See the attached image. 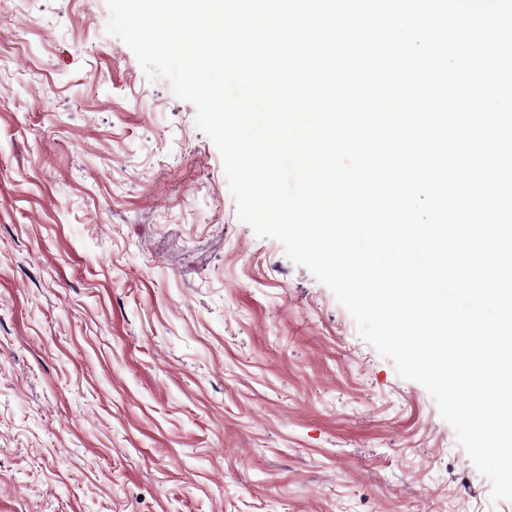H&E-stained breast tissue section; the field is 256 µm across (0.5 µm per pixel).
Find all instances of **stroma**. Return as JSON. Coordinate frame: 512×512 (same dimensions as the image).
I'll return each mask as SVG.
<instances>
[{"mask_svg": "<svg viewBox=\"0 0 512 512\" xmlns=\"http://www.w3.org/2000/svg\"><path fill=\"white\" fill-rule=\"evenodd\" d=\"M105 0H0V512H512Z\"/></svg>", "mask_w": 512, "mask_h": 512, "instance_id": "stroma-1", "label": "stroma"}]
</instances>
